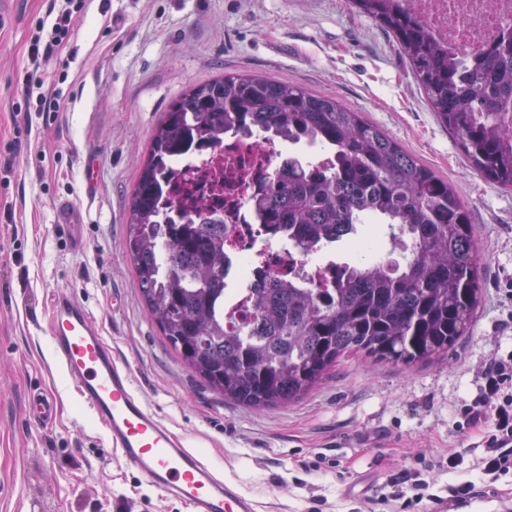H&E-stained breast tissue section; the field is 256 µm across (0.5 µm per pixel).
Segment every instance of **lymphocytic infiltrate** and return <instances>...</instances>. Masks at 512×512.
<instances>
[{
  "label": "lymphocytic infiltrate",
  "instance_id": "1",
  "mask_svg": "<svg viewBox=\"0 0 512 512\" xmlns=\"http://www.w3.org/2000/svg\"><path fill=\"white\" fill-rule=\"evenodd\" d=\"M73 0H56L57 17L50 30L37 32L29 45L32 64L52 55L66 39L71 22ZM459 431L481 433L473 461L482 482L463 481L449 485L447 495L435 494L429 474L432 467L423 463L391 476L381 487V501L395 505L399 512H418L423 502L457 506L494 492L496 483L512 475V351L495 352L479 374L478 392L460 411Z\"/></svg>",
  "mask_w": 512,
  "mask_h": 512
}]
</instances>
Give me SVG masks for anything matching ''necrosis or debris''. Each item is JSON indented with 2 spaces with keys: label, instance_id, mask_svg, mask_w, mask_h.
<instances>
[{
  "label": "necrosis or debris",
  "instance_id": "1",
  "mask_svg": "<svg viewBox=\"0 0 512 512\" xmlns=\"http://www.w3.org/2000/svg\"><path fill=\"white\" fill-rule=\"evenodd\" d=\"M444 45L471 50L492 45L512 31V0H400ZM278 143L228 136L222 144L181 159L169 186L171 200L201 202L224 222L231 276L252 288L272 276L327 288L338 271L321 253H306L260 226L251 200L278 166Z\"/></svg>",
  "mask_w": 512,
  "mask_h": 512
}]
</instances>
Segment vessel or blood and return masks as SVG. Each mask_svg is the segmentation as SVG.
Instances as JSON below:
<instances>
[{"label":"vessel or blood","instance_id":"obj_1","mask_svg":"<svg viewBox=\"0 0 512 512\" xmlns=\"http://www.w3.org/2000/svg\"><path fill=\"white\" fill-rule=\"evenodd\" d=\"M57 224L72 251L85 247L84 212L69 201L56 204ZM47 335L54 365L74 385L81 402L105 429L110 452L163 498L178 500L193 512H256L254 501L213 466L201 449L188 447L136 390L134 374L117 360L88 308L68 289L55 290L48 302ZM28 418L52 421V397L30 395Z\"/></svg>","mask_w":512,"mask_h":512}]
</instances>
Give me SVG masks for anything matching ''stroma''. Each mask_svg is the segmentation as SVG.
Here are the masks:
<instances>
[{
  "instance_id": "1",
  "label": "stroma",
  "mask_w": 512,
  "mask_h": 512,
  "mask_svg": "<svg viewBox=\"0 0 512 512\" xmlns=\"http://www.w3.org/2000/svg\"><path fill=\"white\" fill-rule=\"evenodd\" d=\"M52 4L0 0V512L30 498L44 512H191L104 458L101 426L50 358L43 317L60 287L88 307L149 405L257 512H393L377 500L390 475L479 440L456 423L486 359L512 350V190L470 168L403 49L351 0H74L70 39L35 67L29 42ZM225 73L336 98L455 188L483 280L472 329L448 356L403 365L351 354L300 400L257 410L210 390L171 350L142 300L126 223L164 112ZM33 75L57 97L50 121L26 106ZM62 199L86 214L82 253L55 222ZM34 392L57 401L50 425L24 416Z\"/></svg>"
}]
</instances>
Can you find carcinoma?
I'll return each mask as SVG.
<instances>
[{
    "label": "carcinoma",
    "mask_w": 512,
    "mask_h": 512,
    "mask_svg": "<svg viewBox=\"0 0 512 512\" xmlns=\"http://www.w3.org/2000/svg\"><path fill=\"white\" fill-rule=\"evenodd\" d=\"M351 2L402 47L470 167L512 189V34L458 50L398 0ZM237 134L282 135L333 157L331 167L298 154L282 161L255 197L267 231L311 252L370 220L411 238L403 263L366 259L324 289L274 278L251 289L253 319L228 324L224 223L173 205L167 183L174 161ZM125 246L148 315L184 365L258 410L306 395L351 353L404 365L448 355L482 296L478 237L448 181L335 99L254 75L224 74L170 105L139 171Z\"/></svg>",
    "instance_id": "carcinoma-1"
}]
</instances>
